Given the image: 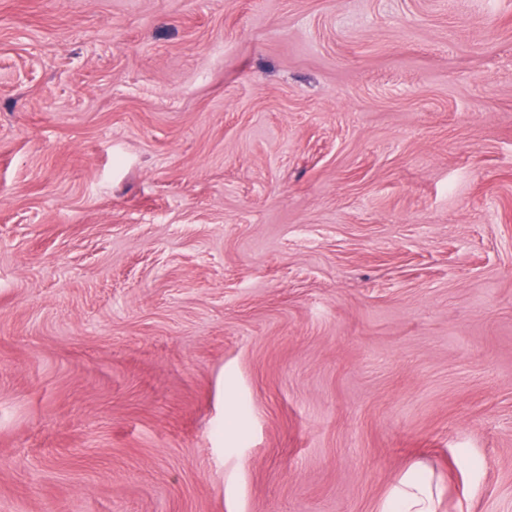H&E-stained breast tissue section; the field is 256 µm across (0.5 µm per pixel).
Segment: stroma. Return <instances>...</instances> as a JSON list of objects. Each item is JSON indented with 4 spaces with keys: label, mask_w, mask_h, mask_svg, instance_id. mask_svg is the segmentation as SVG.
<instances>
[{
    "label": "stroma",
    "mask_w": 512,
    "mask_h": 512,
    "mask_svg": "<svg viewBox=\"0 0 512 512\" xmlns=\"http://www.w3.org/2000/svg\"><path fill=\"white\" fill-rule=\"evenodd\" d=\"M512 512V0H0V512ZM432 486L421 472L404 478L388 502L387 512H437V499Z\"/></svg>",
    "instance_id": "obj_1"
}]
</instances>
